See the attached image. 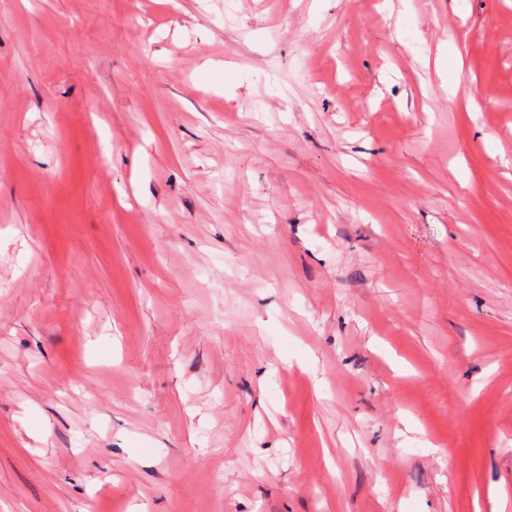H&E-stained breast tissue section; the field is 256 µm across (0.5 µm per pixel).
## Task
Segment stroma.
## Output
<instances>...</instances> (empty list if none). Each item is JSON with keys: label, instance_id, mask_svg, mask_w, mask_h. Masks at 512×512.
<instances>
[{"label": "stroma", "instance_id": "stroma-1", "mask_svg": "<svg viewBox=\"0 0 512 512\" xmlns=\"http://www.w3.org/2000/svg\"><path fill=\"white\" fill-rule=\"evenodd\" d=\"M0 512H512V0H0Z\"/></svg>", "mask_w": 512, "mask_h": 512}]
</instances>
